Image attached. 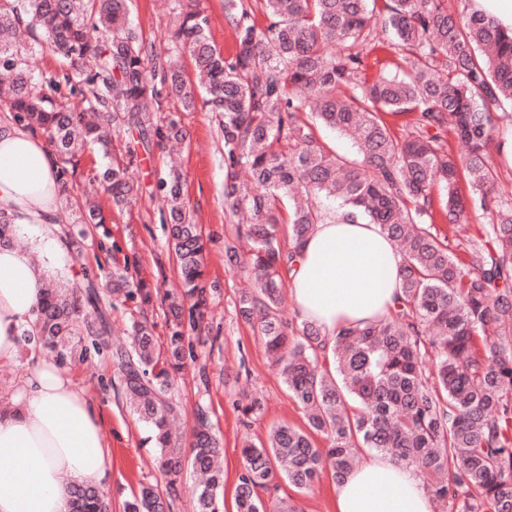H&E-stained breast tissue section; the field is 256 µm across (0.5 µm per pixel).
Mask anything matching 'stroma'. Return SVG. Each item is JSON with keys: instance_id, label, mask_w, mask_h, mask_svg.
<instances>
[{"instance_id": "obj_1", "label": "stroma", "mask_w": 512, "mask_h": 512, "mask_svg": "<svg viewBox=\"0 0 512 512\" xmlns=\"http://www.w3.org/2000/svg\"><path fill=\"white\" fill-rule=\"evenodd\" d=\"M171 0H133V19L148 39L163 43L173 25ZM163 111L177 117L186 130L185 143L173 152L152 149L139 153L127 175L143 188L137 202L127 210L112 209L108 195L96 178L100 158L86 152L69 185V199L58 206L55 221L64 236L80 235L81 250L71 253V270L65 282L83 285L86 280L104 283L113 269L127 268L133 279L145 281L161 292H178L181 284L176 263L168 247L163 204L156 191L158 180L168 166L178 165L186 182L184 194L190 211L208 245V279L215 286L209 298L204 320L215 341L210 346H194L187 367L175 386L182 404L178 424L184 444L192 442V426L198 408H205L220 437L224 462V500L232 502L242 470L241 445L244 440H265L278 423L301 426L303 410L289 396L281 377L260 337L236 314V303L247 280L231 272L225 256V244L233 237L235 221L224 209V141L215 113L205 106L181 111L176 100L165 99ZM496 190L512 200V123H499L494 132ZM94 196L108 209V224L96 226L72 224L73 206L85 196ZM490 213L469 209L459 224H449L443 211H435L434 228L448 238L457 258H465L470 238L476 237ZM76 391L89 398L103 421V434L112 450V478L106 489L112 500V512H122V504L139 485L161 479L154 465L157 455L147 425L137 419L125 401L118 399L119 370L111 357L91 355L71 369ZM260 395L264 409L244 417L237 408L241 398ZM334 484L322 475L312 490L301 492L281 482L278 496L294 503L298 512H334Z\"/></svg>"}]
</instances>
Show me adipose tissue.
<instances>
[{
	"label": "adipose tissue",
	"mask_w": 512,
	"mask_h": 512,
	"mask_svg": "<svg viewBox=\"0 0 512 512\" xmlns=\"http://www.w3.org/2000/svg\"><path fill=\"white\" fill-rule=\"evenodd\" d=\"M57 161L40 138L0 122V211L32 251L0 247V365L15 363L19 335L29 326L47 277L69 269L54 213L60 200ZM287 283L299 320L325 341L345 325L386 318L401 296L403 258L379 225L344 210L331 212L291 243ZM0 410V512H70V488H101L112 456L101 418L73 386L68 369L37 362L6 390ZM335 512H436L422 475L388 456L367 453L337 483Z\"/></svg>",
	"instance_id": "ef3b65f1"
}]
</instances>
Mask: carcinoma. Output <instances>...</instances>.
<instances>
[{
    "label": "carcinoma",
    "mask_w": 512,
    "mask_h": 512,
    "mask_svg": "<svg viewBox=\"0 0 512 512\" xmlns=\"http://www.w3.org/2000/svg\"><path fill=\"white\" fill-rule=\"evenodd\" d=\"M131 0H0V102L14 121L41 131L68 189L80 155L101 154L104 189L117 208L138 198L126 171L137 149L151 151L185 138L173 117L161 118L162 99L196 107L197 90L217 114L224 139V208L238 221L235 240L249 249L239 258L225 244L231 269L253 286L239 296L240 317L260 336L291 398L306 412V427L274 425L266 441H244L236 512H297L284 498L260 493L282 479L309 490L329 472L339 483L368 448L421 468L425 488L450 512H512V202L495 196L490 146L495 120L512 109V25L480 10L457 17L448 0H262L265 25L254 6L224 0L236 33L230 56L208 36L200 0H175L177 22L164 56L130 21ZM61 62L54 75L32 68L34 47ZM387 37L409 69L369 82L358 48ZM337 43L339 51L324 46ZM188 54L197 84L174 57ZM64 87L81 109L44 92ZM409 115L406 133L393 136L384 115ZM136 135V147L111 153V129ZM324 126L352 139L362 160L331 152L318 138ZM451 132L468 147L445 149ZM247 171L253 192L240 194L235 175ZM468 192L459 188L460 172ZM183 176L170 171L157 189L166 206L168 242L192 302L190 328L202 332L207 307V246L183 197ZM446 218L459 221L469 206L492 214L471 239L467 260L432 232L434 188ZM341 200L349 216L363 217L395 242L403 256V299L376 324L345 326L335 336L333 366L319 329L303 321L288 329L283 316L288 226L302 240L326 211L322 197ZM82 224H105L94 203ZM112 305L143 310L160 301L168 335L154 336L147 316L132 321V342L109 341L101 296ZM186 336L182 301L132 282L126 269L98 289L51 284L22 346L54 354L62 366L104 351L121 373L126 400L148 424L159 448L164 489L140 487L124 512H172L188 467L202 477L195 512H220L223 446L206 411L198 409L194 440L181 448L172 431L179 404L172 394L193 343ZM327 442L320 448L315 438ZM71 512H112L104 491L75 486Z\"/></svg>",
    "instance_id": "obj_1"
}]
</instances>
